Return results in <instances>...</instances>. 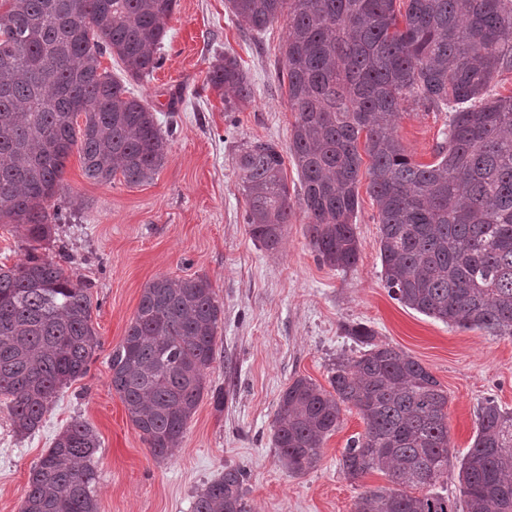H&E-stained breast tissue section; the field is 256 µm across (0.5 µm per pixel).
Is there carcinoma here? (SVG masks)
Instances as JSON below:
<instances>
[{"instance_id": "obj_1", "label": "carcinoma", "mask_w": 512, "mask_h": 512, "mask_svg": "<svg viewBox=\"0 0 512 512\" xmlns=\"http://www.w3.org/2000/svg\"><path fill=\"white\" fill-rule=\"evenodd\" d=\"M0 13V222L23 228L24 261L0 264V397L16 435L39 429L58 389L84 377L98 347L87 287L38 245L66 220L58 199L67 158L84 175L128 185L154 179L167 132L153 108L105 69L110 53L132 78L162 64L176 0H9ZM226 0L261 32L288 16L283 47L289 155L317 260L346 270L359 258L355 232L361 167L378 210L379 254L392 299L460 329L512 337V95L487 96L512 72V0ZM208 83L224 111L241 112L253 87L236 56L211 64ZM450 112L435 162H415L393 124L404 103ZM84 116L83 124L78 117ZM368 165H363V158ZM285 158L271 141L237 155L252 239L279 248L295 208ZM224 309L202 277H159L143 289L111 386L159 460L169 457L206 390ZM358 354L331 364L327 390L306 377L282 392L272 440L293 475L315 469L342 407L365 430L340 469L356 480L384 473L352 512H512V411L486 401L459 467L463 508L433 491L448 476V392L399 347L363 324L346 328ZM100 439L75 418L34 464L21 512H98L94 458ZM240 467L207 483L192 512H248ZM414 489L423 490L415 495Z\"/></svg>"}]
</instances>
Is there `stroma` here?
Listing matches in <instances>:
<instances>
[{"label": "stroma", "mask_w": 512, "mask_h": 512, "mask_svg": "<svg viewBox=\"0 0 512 512\" xmlns=\"http://www.w3.org/2000/svg\"><path fill=\"white\" fill-rule=\"evenodd\" d=\"M163 64L150 77H126L115 58L102 66L173 126L168 154L152 182L130 186L86 179L78 154L64 173L62 205L46 252L58 256L74 281L88 288L91 324L99 340L87 375L61 389L39 430L17 436L0 403V512H20L31 467L73 419L88 422L101 446L95 456L99 512H191L196 494L225 468L248 473L250 512H352L357 494L388 486L374 472L353 481L339 459L362 433L356 409L325 442L319 467L289 474L272 440L282 392L304 376L328 386L336 356L355 354L344 325L362 322L376 339L402 348L448 393L454 462L442 493L460 495L458 462L477 433V409L491 398L512 411V338L459 329L390 298L379 255L377 207L359 184L357 264H319L307 223L296 214L278 250L255 242L244 222L246 199L236 158L242 143L261 139L287 150L294 114L282 81L287 18L252 32L228 13L225 0H177L166 21ZM237 57L254 86L241 112L224 109L208 84L211 64ZM450 116L404 105L396 133L413 159L429 163ZM207 278L224 308L216 359L206 385L223 389L224 406L203 397L171 457L156 460L113 391L109 360L123 341L144 286L158 276Z\"/></svg>", "instance_id": "stroma-1"}]
</instances>
